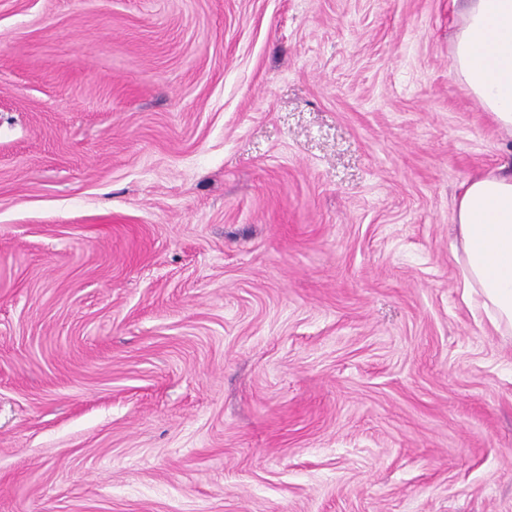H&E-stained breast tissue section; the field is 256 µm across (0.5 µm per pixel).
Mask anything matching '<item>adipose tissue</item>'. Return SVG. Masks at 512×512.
Listing matches in <instances>:
<instances>
[{
  "mask_svg": "<svg viewBox=\"0 0 512 512\" xmlns=\"http://www.w3.org/2000/svg\"><path fill=\"white\" fill-rule=\"evenodd\" d=\"M453 68L464 90L512 131V0H458ZM460 278L494 330L512 333V167L467 181L455 205Z\"/></svg>",
  "mask_w": 512,
  "mask_h": 512,
  "instance_id": "ef3b65f1",
  "label": "adipose tissue"
}]
</instances>
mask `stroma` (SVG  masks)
Returning <instances> with one entry per match:
<instances>
[{"mask_svg":"<svg viewBox=\"0 0 512 512\" xmlns=\"http://www.w3.org/2000/svg\"><path fill=\"white\" fill-rule=\"evenodd\" d=\"M453 0H0V512H512L455 201L512 133Z\"/></svg>","mask_w":512,"mask_h":512,"instance_id":"1","label":"stroma"}]
</instances>
